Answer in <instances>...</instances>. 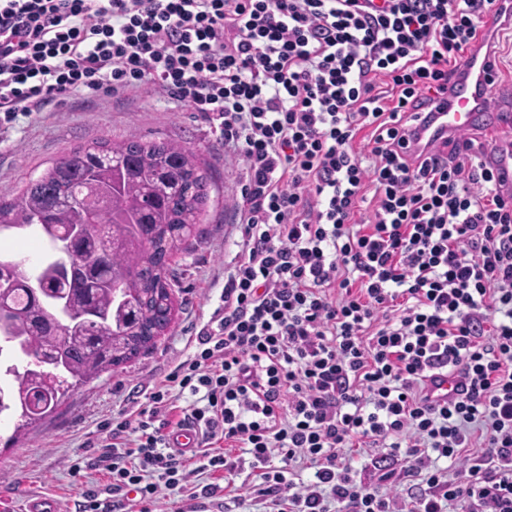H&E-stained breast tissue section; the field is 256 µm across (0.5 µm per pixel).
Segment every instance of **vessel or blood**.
<instances>
[{
	"label": "vessel or blood",
	"mask_w": 512,
	"mask_h": 512,
	"mask_svg": "<svg viewBox=\"0 0 512 512\" xmlns=\"http://www.w3.org/2000/svg\"><path fill=\"white\" fill-rule=\"evenodd\" d=\"M485 61L481 54L466 52L461 64V76L448 96V103L440 110L431 112L426 122L415 124L416 146H435L441 135L452 136L462 131L496 128L512 130V114L484 108L482 101L489 91L485 79ZM492 166L503 191L512 193V150L494 154ZM197 428L188 426L171 436L176 451L191 454L199 443Z\"/></svg>",
	"instance_id": "vessel-or-blood-1"
}]
</instances>
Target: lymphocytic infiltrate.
<instances>
[{
    "mask_svg": "<svg viewBox=\"0 0 512 512\" xmlns=\"http://www.w3.org/2000/svg\"><path fill=\"white\" fill-rule=\"evenodd\" d=\"M498 0H0V126L72 94L153 85L243 158L242 242L224 305L99 464L112 495L75 512H152L190 472L251 457L266 512H512V195L467 133L409 157L420 109L463 51L499 60ZM368 131L367 154L353 143ZM455 392L432 398L441 375ZM195 396L166 417L172 388ZM480 445H473L472 433ZM393 468L361 476L354 441ZM447 459L449 468L439 466ZM310 482L296 480L299 467ZM199 432L196 427L188 426L177 430L171 436L174 450L189 455L195 452L199 443ZM390 452L389 448L381 447H368V445L361 444L347 451L346 459L351 463L355 469L367 467V470H372L374 464L392 465L393 459L387 456Z\"/></svg>",
    "mask_w": 512,
    "mask_h": 512,
    "instance_id": "1",
    "label": "lymphocytic infiltrate"
}]
</instances>
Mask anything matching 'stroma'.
Masks as SVG:
<instances>
[{"label":"stroma","mask_w":512,"mask_h":512,"mask_svg":"<svg viewBox=\"0 0 512 512\" xmlns=\"http://www.w3.org/2000/svg\"><path fill=\"white\" fill-rule=\"evenodd\" d=\"M132 137L183 145L211 175L206 219L176 257L174 323L140 357L81 385L44 419L16 435L0 429V512H25L27 501L38 497L52 499L57 512H72L86 489L107 495L110 479L95 466L102 431L136 411L193 354L199 331L221 304L224 273L241 241L237 204L246 184L245 165L225 147L219 130L163 91L144 87L101 98L76 94L44 111L19 113L0 130V197L16 195L77 146ZM249 472L250 458L242 454L234 473L191 474V485H218L216 496L192 501L165 489L154 510L264 512L261 498L242 492Z\"/></svg>","instance_id":"stroma-1"}]
</instances>
